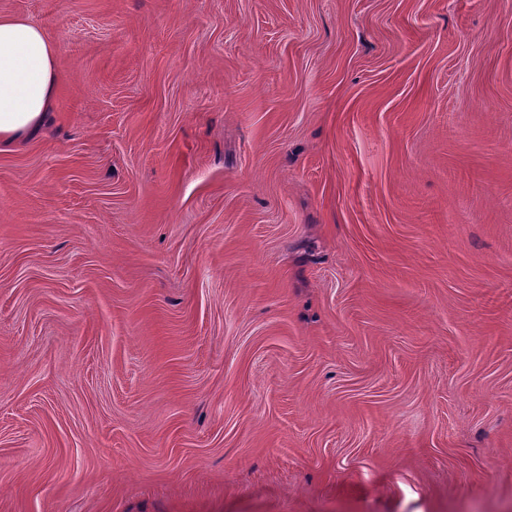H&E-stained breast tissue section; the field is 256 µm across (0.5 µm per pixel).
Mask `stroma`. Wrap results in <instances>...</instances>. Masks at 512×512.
Returning <instances> with one entry per match:
<instances>
[{
    "instance_id": "obj_1",
    "label": "stroma",
    "mask_w": 512,
    "mask_h": 512,
    "mask_svg": "<svg viewBox=\"0 0 512 512\" xmlns=\"http://www.w3.org/2000/svg\"><path fill=\"white\" fill-rule=\"evenodd\" d=\"M0 15V512H512V0ZM57 47L39 23L0 16V146L38 133L56 93Z\"/></svg>"
}]
</instances>
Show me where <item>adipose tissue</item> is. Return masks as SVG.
<instances>
[{
  "label": "adipose tissue",
  "mask_w": 512,
  "mask_h": 512,
  "mask_svg": "<svg viewBox=\"0 0 512 512\" xmlns=\"http://www.w3.org/2000/svg\"><path fill=\"white\" fill-rule=\"evenodd\" d=\"M57 47L39 23L0 16V146L38 133L56 93Z\"/></svg>",
  "instance_id": "obj_1"
}]
</instances>
